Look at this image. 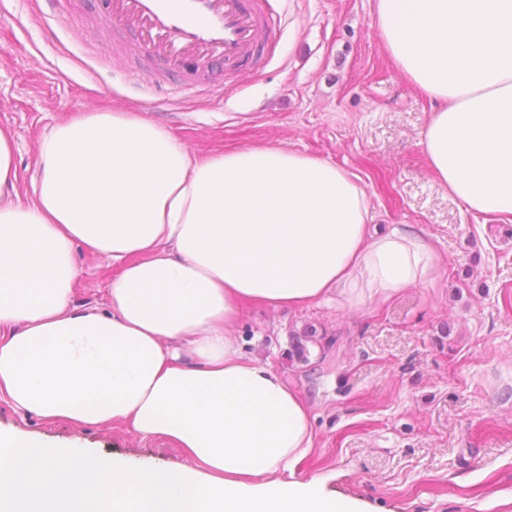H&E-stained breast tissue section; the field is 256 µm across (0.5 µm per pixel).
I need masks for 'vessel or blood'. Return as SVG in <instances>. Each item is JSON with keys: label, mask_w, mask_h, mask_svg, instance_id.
<instances>
[{"label": "vessel or blood", "mask_w": 512, "mask_h": 512, "mask_svg": "<svg viewBox=\"0 0 512 512\" xmlns=\"http://www.w3.org/2000/svg\"><path fill=\"white\" fill-rule=\"evenodd\" d=\"M112 14L173 71L189 55L204 68L255 66L277 21L272 0H112Z\"/></svg>", "instance_id": "vessel-or-blood-1"}]
</instances>
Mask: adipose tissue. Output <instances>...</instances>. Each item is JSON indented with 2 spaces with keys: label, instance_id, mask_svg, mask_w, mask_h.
<instances>
[{
  "label": "adipose tissue",
  "instance_id": "1",
  "mask_svg": "<svg viewBox=\"0 0 512 512\" xmlns=\"http://www.w3.org/2000/svg\"><path fill=\"white\" fill-rule=\"evenodd\" d=\"M374 21L436 105V179L471 212L512 214V0H375ZM373 221L343 167L270 146L200 158L130 112L55 123L25 188L0 125V400L123 421L188 458L157 469L0 433V512H362L296 477L310 407L235 334L249 302L354 309L434 286L432 240ZM78 247L118 267L101 305L72 303Z\"/></svg>",
  "mask_w": 512,
  "mask_h": 512
}]
</instances>
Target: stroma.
Instances as JSON below:
<instances>
[{
  "label": "stroma",
  "instance_id": "35a3bbf8",
  "mask_svg": "<svg viewBox=\"0 0 512 512\" xmlns=\"http://www.w3.org/2000/svg\"><path fill=\"white\" fill-rule=\"evenodd\" d=\"M0 0V125L22 183L51 126L99 108L161 125L193 153L271 145L359 175L379 229L431 238L444 276L387 304L327 301L299 311L251 304L238 338L311 408L314 446L297 466L367 512H512V217L470 212L431 174L422 134L433 110L398 73L374 0H277V46L244 72H168L106 0ZM151 75L153 90L135 87ZM75 306L101 304L117 272L76 249ZM301 336L306 361L292 357ZM0 431L159 468L179 449L126 424L46 423L0 401Z\"/></svg>",
  "mask_w": 512,
  "mask_h": 512
}]
</instances>
